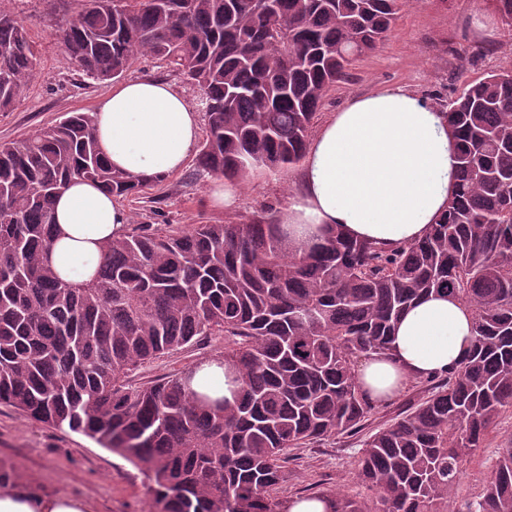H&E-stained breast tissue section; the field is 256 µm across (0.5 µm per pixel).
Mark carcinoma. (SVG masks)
<instances>
[{
  "label": "carcinoma",
  "mask_w": 512,
  "mask_h": 512,
  "mask_svg": "<svg viewBox=\"0 0 512 512\" xmlns=\"http://www.w3.org/2000/svg\"><path fill=\"white\" fill-rule=\"evenodd\" d=\"M402 0H84L54 35L74 66L108 81L147 56L202 91L197 175L245 179L300 162L317 111L391 30ZM36 55L0 12V112L26 96ZM457 185L422 240L394 248L336 230L308 247L273 208L247 224H138L103 246L95 274L59 277L45 254L59 189L74 177L136 196L90 112L0 144V404L82 434L145 476L151 512H288V452L355 436L375 409L360 361L389 350L398 318L446 292L474 313L473 350L425 378L430 395L363 440L331 512H453L466 458L512 411V70L467 84L448 110ZM208 336L234 401L192 387L195 370L130 374ZM466 512H512V446Z\"/></svg>",
  "instance_id": "carcinoma-1"
}]
</instances>
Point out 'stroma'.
<instances>
[{
	"instance_id": "obj_1",
	"label": "stroma",
	"mask_w": 512,
	"mask_h": 512,
	"mask_svg": "<svg viewBox=\"0 0 512 512\" xmlns=\"http://www.w3.org/2000/svg\"><path fill=\"white\" fill-rule=\"evenodd\" d=\"M82 0H0V11L21 21L37 51L38 65L29 90L13 111L0 112V143L21 139L56 124L68 112H92L113 84L76 71L50 24L73 15ZM512 69V27L506 25L492 0H408L388 38L376 50L350 65L344 79L327 93L317 114L325 119L356 96L403 86L428 104H450L466 83L498 70ZM126 79L167 81L190 102H198L197 87L166 65L137 60ZM187 161L178 173L146 189L144 196L123 201L135 224H229L251 220L265 207L283 209L299 190V170L261 172L240 181L238 203L216 208L207 201L212 179L193 173ZM224 339L211 336L196 346L146 364L134 373L138 382L186 370L200 360L219 355ZM428 395L425 384L408 381L390 401L377 405L366 423L374 430L395 422L412 404ZM512 442V412H504L468 460L466 473L452 494L459 512L481 494L501 448ZM359 437L336 436L291 452L288 498L323 488L356 498L368 490L355 478ZM0 462L24 474L25 490L66 494L86 500L92 512H148L144 477L123 457L90 439L19 415L0 406Z\"/></svg>"
}]
</instances>
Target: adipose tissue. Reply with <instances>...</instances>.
<instances>
[{
  "instance_id": "1",
  "label": "adipose tissue",
  "mask_w": 512,
  "mask_h": 512,
  "mask_svg": "<svg viewBox=\"0 0 512 512\" xmlns=\"http://www.w3.org/2000/svg\"><path fill=\"white\" fill-rule=\"evenodd\" d=\"M98 145L115 170L165 178L185 166L200 135L196 107L161 80H131L97 105ZM456 150L446 114L402 87L352 101L309 141L302 190L283 210L293 238L315 242L335 228L386 247L425 238L456 186ZM50 262L63 279L96 271L105 242L121 238L130 217L118 197L75 179L58 194ZM470 308L443 295L414 303L399 319L387 354L364 360L359 380L388 401L407 379L456 369L473 345ZM0 512H89L68 495L0 486Z\"/></svg>"
}]
</instances>
